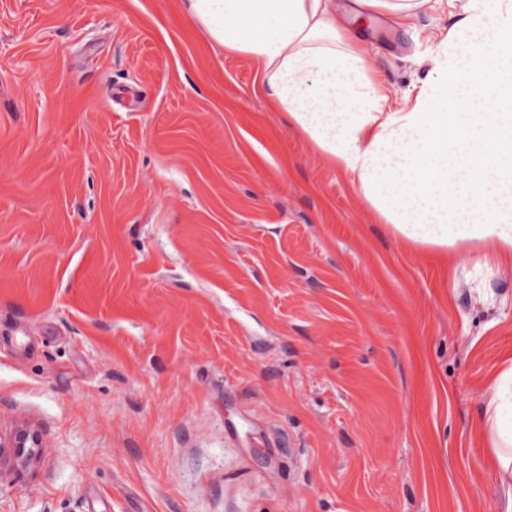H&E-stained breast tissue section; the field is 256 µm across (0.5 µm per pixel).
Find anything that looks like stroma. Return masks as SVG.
Segmentation results:
<instances>
[{
	"mask_svg": "<svg viewBox=\"0 0 512 512\" xmlns=\"http://www.w3.org/2000/svg\"><path fill=\"white\" fill-rule=\"evenodd\" d=\"M468 0L358 24L390 103ZM512 261L411 245L179 0H0V512H512ZM485 420L497 437L495 455L501 469L502 478L512 477V405L504 404L498 388L488 396L485 402ZM39 448V435L28 429H19L8 442L0 438V474L4 468L13 471L27 469L37 458Z\"/></svg>",
	"mask_w": 512,
	"mask_h": 512,
	"instance_id": "35a3bbf8",
	"label": "stroma"
}]
</instances>
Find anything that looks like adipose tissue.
I'll use <instances>...</instances> for the list:
<instances>
[{"mask_svg":"<svg viewBox=\"0 0 512 512\" xmlns=\"http://www.w3.org/2000/svg\"><path fill=\"white\" fill-rule=\"evenodd\" d=\"M225 51L260 67L275 105L413 244L476 240L512 260V0L474 10L440 42L444 81L413 105L364 99L366 69L336 23V0H181ZM503 477L512 406L485 402Z\"/></svg>","mask_w":512,"mask_h":512,"instance_id":"ef3b65f1","label":"adipose tissue"}]
</instances>
